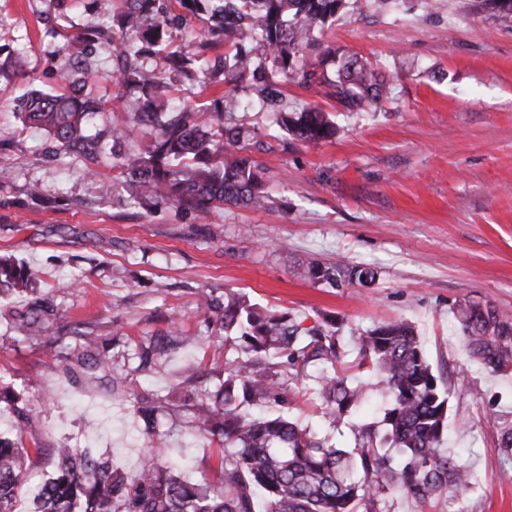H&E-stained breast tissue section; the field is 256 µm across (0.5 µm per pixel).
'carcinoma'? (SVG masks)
<instances>
[{"label":"carcinoma","mask_w":512,"mask_h":512,"mask_svg":"<svg viewBox=\"0 0 512 512\" xmlns=\"http://www.w3.org/2000/svg\"><path fill=\"white\" fill-rule=\"evenodd\" d=\"M346 0H196L209 14L199 50L172 49L165 29L181 20L171 0H113V16L137 43L166 53L172 69L203 61L211 40L224 41V81L257 79L256 58L269 61L278 73L293 72L306 86L349 110L376 105L388 98L390 83L366 61L347 57L334 76L316 70L304 56L335 53L315 36L344 7ZM105 37L89 26L67 38L62 78L64 92L31 91L23 100V122L44 131L68 155L95 157L105 144L88 134L99 107L80 88L73 61ZM129 48L115 54L110 77L117 85L138 84L143 97L132 102L139 122L156 130L143 151L112 154L127 175L125 202L149 208L160 204L201 216L224 203L253 209L268 205L257 165L241 154L237 124L224 113L199 111L175 102L160 78L132 66ZM260 107H274L282 97L269 78L253 86ZM278 127L302 143L326 141L336 125L326 112L310 107L300 112L277 110ZM302 277L344 288L375 279L366 266L326 267L316 261L298 270ZM35 272L0 257V293L25 291ZM198 312L224 329V382L213 399H185L190 424L224 441L234 453L220 461V485L188 480L159 459L168 432L156 428L158 417L175 416L160 402H142L137 411L152 429L154 453L146 456L138 479L129 480L109 459L84 448L53 449V472L32 491L34 512H390L389 501L400 491L419 502L455 488L473 487L467 466L441 448L448 433L445 380L428 363L415 329L406 321L382 323L357 338L355 367L364 375H383L390 403L379 431L372 423L354 430L353 446H338L310 426L290 417L302 389L296 382L311 377L322 401L323 416L334 425L361 408L365 385L350 386L342 367L345 352L340 324L324 318L303 327L291 318L262 311L234 294L219 300L200 295ZM456 316L469 356L493 374L512 370V317L489 304L467 301ZM62 318L59 308L37 298L12 312L24 338L40 336ZM82 358L94 368L112 371V358L94 336L76 334ZM171 336H154L139 352L146 365L165 360ZM14 429L23 434L30 411L10 401ZM38 456L23 444L0 440V512H16L19 491Z\"/></svg>","instance_id":"cac0c4a2"}]
</instances>
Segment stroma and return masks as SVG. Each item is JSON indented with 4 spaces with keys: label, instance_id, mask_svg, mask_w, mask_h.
<instances>
[{
    "label": "stroma",
    "instance_id": "stroma-1",
    "mask_svg": "<svg viewBox=\"0 0 512 512\" xmlns=\"http://www.w3.org/2000/svg\"><path fill=\"white\" fill-rule=\"evenodd\" d=\"M90 22L111 25L103 0H0V55L21 54L23 66L0 77V254L34 269L37 293L63 312L61 326L29 342L8 319L28 293L0 296V388L14 390L31 412L23 443L42 452L35 478L51 471L50 449L64 445L107 453L113 468L135 477L148 446L135 399L178 406L182 376L193 369L199 387L219 384L224 354L196 303L203 292L234 291L306 327L340 320L350 361L366 330L411 322L433 370L449 377L446 446L471 469L475 487L426 505L399 495L391 512H512V457L498 446L500 423L512 421V372L492 374L474 362L453 314L470 300L512 315V20L490 17L478 0H402L394 9L347 0L322 41L382 69L393 95L349 113L318 87L283 83L289 107L315 104L335 121V136L319 143L279 137L275 114L253 106L246 85L210 70L174 76L162 56H141L140 66L194 107L223 97L235 103L269 204L220 205L204 220L173 206L147 212L114 203L101 185L125 174L111 153L71 157L18 120L30 90H62L63 36ZM127 40L113 31L79 76L102 102L95 130L125 128V148L140 149L150 131L124 110L128 91L108 78ZM34 185L61 206L33 203ZM312 259L365 264L376 279L366 287L315 284L295 273ZM174 324L189 343L130 371L117 389L66 343L73 333H93L118 364ZM301 386L294 419L352 444L347 424L322 420L313 382ZM223 453L219 440L187 425L172 429L164 457L187 478L214 482Z\"/></svg>",
    "mask_w": 512,
    "mask_h": 512
}]
</instances>
